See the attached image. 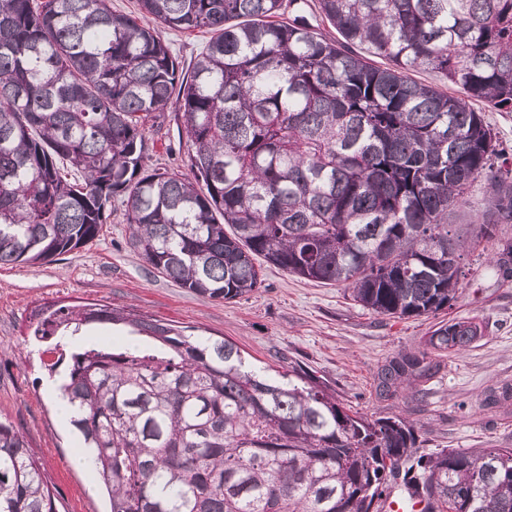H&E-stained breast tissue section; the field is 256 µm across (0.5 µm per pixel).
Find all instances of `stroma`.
<instances>
[{
    "label": "stroma",
    "mask_w": 512,
    "mask_h": 512,
    "mask_svg": "<svg viewBox=\"0 0 512 512\" xmlns=\"http://www.w3.org/2000/svg\"><path fill=\"white\" fill-rule=\"evenodd\" d=\"M148 144L149 167H183L186 147L177 131L149 132ZM496 249L492 241L464 251L463 289L452 308L390 318L357 305L344 287L272 266L249 297L222 302L197 295L152 269L131 247L121 214H113L98 239L56 261L0 266V419L24 435L59 512H107L100 475L74 464L80 439L61 425L45 394L48 383L61 380L46 369L57 356L31 336L39 308L106 304L230 339L257 368L304 364L351 411L413 423L423 448H512V400L491 409L482 404L486 388L512 385V282L499 283L486 269ZM453 317L479 323L482 338L457 355L427 353L428 336ZM422 352L427 376L381 396L382 368Z\"/></svg>",
    "instance_id": "35a3bbf8"
}]
</instances>
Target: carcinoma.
<instances>
[{
  "label": "carcinoma",
  "instance_id": "cac0c4a2",
  "mask_svg": "<svg viewBox=\"0 0 512 512\" xmlns=\"http://www.w3.org/2000/svg\"><path fill=\"white\" fill-rule=\"evenodd\" d=\"M0 0V265L99 237L121 200L131 246L169 281L229 302L262 266L351 291L381 316L453 306L465 246L497 241L512 279V166L473 102L512 112V0ZM336 30L323 33L306 10ZM210 34L180 67L161 30ZM434 70L458 94L412 79ZM173 117L188 173L146 164ZM469 242L448 215L476 182ZM32 336L68 361L72 427L110 512H512V448L419 447L399 416L369 419L296 364L246 365L224 338L104 304L52 305ZM93 324L133 341L74 345ZM482 337L451 318L426 340ZM423 359L382 369L387 393ZM0 512H57L25 437L0 420Z\"/></svg>",
  "mask_w": 512,
  "mask_h": 512
}]
</instances>
